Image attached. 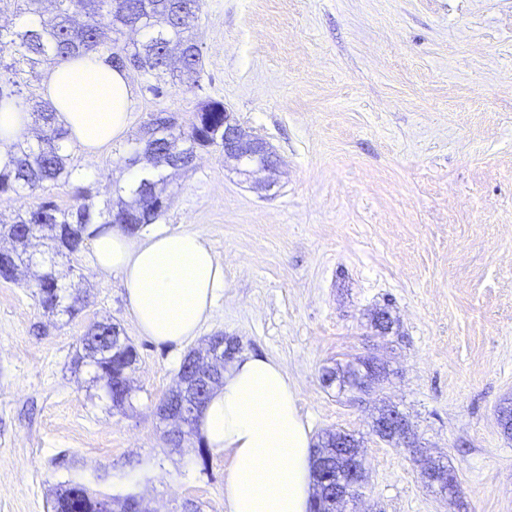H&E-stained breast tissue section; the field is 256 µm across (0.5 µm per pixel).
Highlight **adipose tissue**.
Segmentation results:
<instances>
[{
	"label": "adipose tissue",
	"instance_id": "adipose-tissue-1",
	"mask_svg": "<svg viewBox=\"0 0 512 512\" xmlns=\"http://www.w3.org/2000/svg\"><path fill=\"white\" fill-rule=\"evenodd\" d=\"M47 100L70 144L98 154L129 129L133 90L96 54L52 66ZM32 115L0 107V159L26 134ZM94 266L115 274L140 333L159 344L196 338L224 291V263L204 234L157 225L133 238L117 228L92 238ZM208 447L229 452L225 512H309L312 435L297 391L277 360L247 355L225 369L200 420Z\"/></svg>",
	"mask_w": 512,
	"mask_h": 512
}]
</instances>
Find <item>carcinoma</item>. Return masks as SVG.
Here are the masks:
<instances>
[{
	"label": "carcinoma",
	"mask_w": 512,
	"mask_h": 512,
	"mask_svg": "<svg viewBox=\"0 0 512 512\" xmlns=\"http://www.w3.org/2000/svg\"><path fill=\"white\" fill-rule=\"evenodd\" d=\"M12 6L15 15L24 17L14 26L0 24V100L20 99L42 126V135L31 141L28 136L16 142L9 160L0 164V197L21 191L45 190L59 182H68L71 171L67 161L72 146L68 133L55 122V115L42 97L24 89L32 79H40L43 68L51 67L80 53L98 54L107 64L116 56L114 47L126 31H137L140 39L119 49L132 67L140 68L157 81H173L193 85L203 72L201 44L198 38L200 0H0V12ZM224 140V103L207 100L198 103L189 122H166L160 136L153 141L154 152L161 164L149 170L134 184L119 188L125 197L101 210L87 202L88 191L80 192L82 203L62 208L53 200L18 213L10 220L0 218V239L11 242L12 261L25 264L33 242L56 256H70L82 250L93 231L124 223L134 234L147 224L155 223L165 209L149 210L146 197L149 186L167 187L169 161L179 158L180 168L191 164L186 147L195 150L221 147ZM136 210L132 221L119 219L115 209ZM61 277L50 269L35 275L27 284L33 297L46 312L52 313L70 299L69 313L77 311L80 298L67 293ZM83 354L79 360L94 369L93 380L103 383L112 408L122 411L130 403L132 389H124L127 377L136 369L138 352L119 328L104 321L89 326L80 338ZM167 439L175 448L185 443L197 444L202 462L210 454L199 427V417L183 429L167 431ZM360 440L345 432L328 431L314 448L315 460H324L326 482L322 496L312 501L310 512H343L341 502H329L336 483L345 480V468L356 456ZM431 486L449 493L457 487L452 466L436 460L433 473L427 476ZM136 499L128 494L119 500L90 490L79 479L61 486L52 512H102L107 503L123 509V503Z\"/></svg>",
	"instance_id": "obj_1"
}]
</instances>
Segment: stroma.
<instances>
[{
	"label": "stroma",
	"instance_id": "stroma-1",
	"mask_svg": "<svg viewBox=\"0 0 512 512\" xmlns=\"http://www.w3.org/2000/svg\"><path fill=\"white\" fill-rule=\"evenodd\" d=\"M198 87L130 73L124 141L92 179L51 187L74 205L115 200L129 142L150 114L187 122L222 101L266 140L282 170L252 189L214 148L172 175L161 218L203 233L224 262V293L200 335L282 363L313 435L354 434L368 481L356 512H512V0H202ZM85 289L76 314H48L21 283H0V512H51L62 482L137 493L157 512H224L229 452L208 463L166 443L155 406L186 351L142 336L117 276L88 251L56 258ZM388 308L389 336L370 314ZM135 345L130 407L112 408L76 365L88 325ZM378 356L388 376L362 394L322 374ZM398 407L424 457L449 462L458 495L427 486L411 448L380 440L372 414Z\"/></svg>",
	"mask_w": 512,
	"mask_h": 512
}]
</instances>
